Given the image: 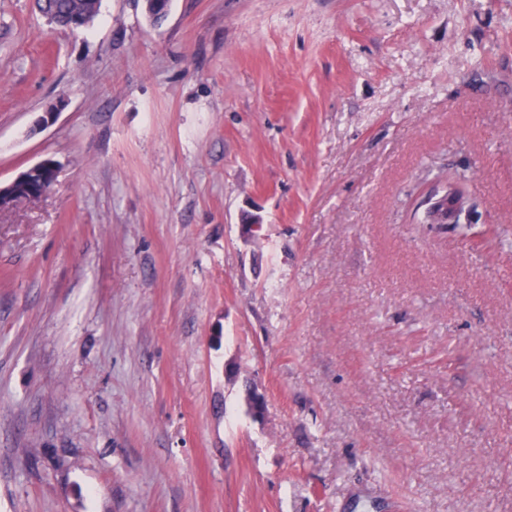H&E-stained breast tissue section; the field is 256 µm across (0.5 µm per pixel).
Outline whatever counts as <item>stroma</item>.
Instances as JSON below:
<instances>
[{
  "mask_svg": "<svg viewBox=\"0 0 512 512\" xmlns=\"http://www.w3.org/2000/svg\"><path fill=\"white\" fill-rule=\"evenodd\" d=\"M143 5L0 0V512H512V0ZM99 0H36L40 13L51 16L52 24L62 29L71 28L76 16H83L90 24L98 13ZM56 174L55 161L44 159L21 173L9 184L4 186L0 184V210L44 196L54 183ZM48 176H50L51 185L44 188L42 186ZM452 199V204L448 201ZM427 218L430 224H440L444 228L447 224H457L458 216L461 214L462 202L449 191L440 195L428 197Z\"/></svg>",
  "mask_w": 512,
  "mask_h": 512,
  "instance_id": "stroma-1",
  "label": "stroma"
}]
</instances>
